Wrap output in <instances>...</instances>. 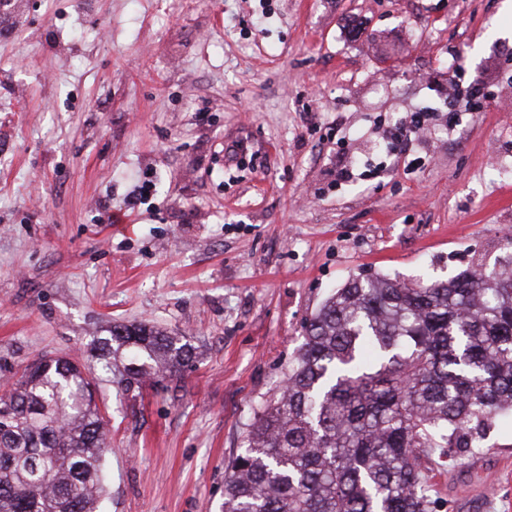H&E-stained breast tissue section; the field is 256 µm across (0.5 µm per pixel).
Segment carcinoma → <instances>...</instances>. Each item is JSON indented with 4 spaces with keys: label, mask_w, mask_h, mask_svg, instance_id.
<instances>
[{
    "label": "carcinoma",
    "mask_w": 512,
    "mask_h": 512,
    "mask_svg": "<svg viewBox=\"0 0 512 512\" xmlns=\"http://www.w3.org/2000/svg\"><path fill=\"white\" fill-rule=\"evenodd\" d=\"M90 350L100 375L39 359L0 396V512H95L112 452L96 385L136 392L192 359L141 324ZM509 416L512 272L480 260L447 280L357 277L305 323L227 465L223 512H430L422 459L484 448Z\"/></svg>",
    "instance_id": "cac0c4a2"
}]
</instances>
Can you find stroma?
I'll use <instances>...</instances> for the list:
<instances>
[{"label": "stroma", "instance_id": "35a3bbf8", "mask_svg": "<svg viewBox=\"0 0 512 512\" xmlns=\"http://www.w3.org/2000/svg\"><path fill=\"white\" fill-rule=\"evenodd\" d=\"M421 140L390 135L415 112ZM154 183L131 202L137 180ZM512 231V0H12L0 10V385L112 326L194 349L101 383L98 512H221L336 288L447 278ZM425 458L432 512H512V420Z\"/></svg>", "mask_w": 512, "mask_h": 512}]
</instances>
